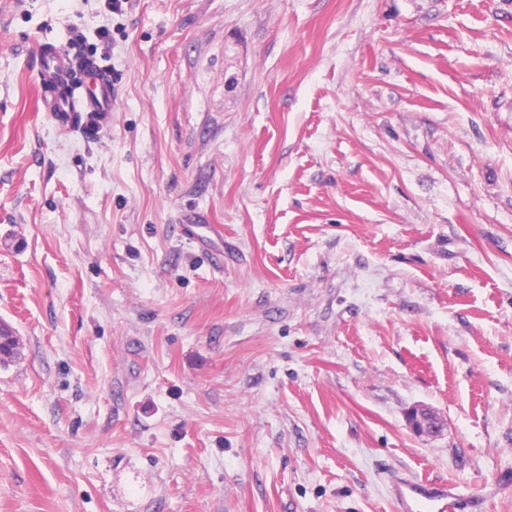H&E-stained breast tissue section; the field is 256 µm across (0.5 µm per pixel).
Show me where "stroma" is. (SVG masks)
Here are the masks:
<instances>
[{"label":"stroma","mask_w":512,"mask_h":512,"mask_svg":"<svg viewBox=\"0 0 512 512\" xmlns=\"http://www.w3.org/2000/svg\"><path fill=\"white\" fill-rule=\"evenodd\" d=\"M0 319V512H512V0H0ZM78 67L84 70L85 75V82L77 87L80 91L66 98L48 96L45 91V109L49 112H87L93 120L104 112H111L112 85L96 59L74 58L57 50L48 51L42 60L45 88L59 84ZM1 345H0V364L6 365L12 362L19 354V339L16 337L12 328L4 322H1ZM399 512H465L466 500L448 483L404 481L394 487Z\"/></svg>","instance_id":"stroma-1"}]
</instances>
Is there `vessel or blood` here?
<instances>
[{
    "instance_id": "1",
    "label": "vessel or blood",
    "mask_w": 512,
    "mask_h": 512,
    "mask_svg": "<svg viewBox=\"0 0 512 512\" xmlns=\"http://www.w3.org/2000/svg\"><path fill=\"white\" fill-rule=\"evenodd\" d=\"M83 69L85 81L77 94L62 98L46 96L50 112H85L101 116L112 109V85L96 59L76 58L57 50L48 51L42 60L43 82L52 87L65 80L71 70ZM398 512H466L468 504L456 488L432 481H404L393 490Z\"/></svg>"
}]
</instances>
